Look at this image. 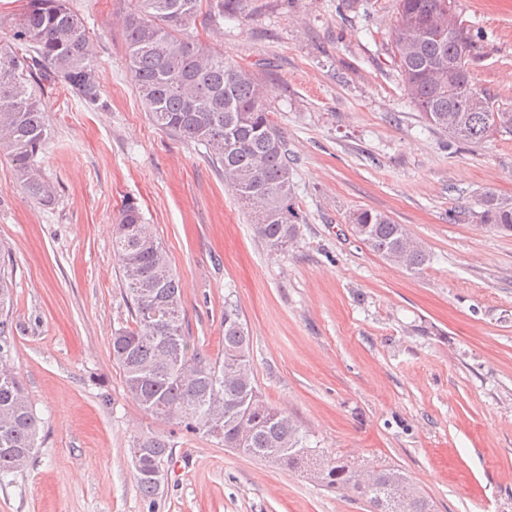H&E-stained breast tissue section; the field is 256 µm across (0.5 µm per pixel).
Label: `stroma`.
<instances>
[{
    "instance_id": "obj_1",
    "label": "stroma",
    "mask_w": 512,
    "mask_h": 512,
    "mask_svg": "<svg viewBox=\"0 0 512 512\" xmlns=\"http://www.w3.org/2000/svg\"><path fill=\"white\" fill-rule=\"evenodd\" d=\"M94 48L97 105L43 87L44 206L0 153V268L13 281L11 363L41 419L0 512H369L367 503L145 415L112 360L129 324L112 226L134 199L183 291V330L214 355L242 315L258 388L318 447L403 471L434 512H512V233L453 220L512 199V133L448 145L407 101L390 48L395 0H242L189 31L269 87L294 158L298 238L273 253L203 146L150 119L125 59L131 0H69ZM485 30L477 89L512 112V0H457ZM386 213L432 259L413 274L370 251L351 213ZM172 444L142 496L134 438Z\"/></svg>"
}]
</instances>
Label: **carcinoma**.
Instances as JSON below:
<instances>
[{
	"label": "carcinoma",
	"instance_id": "carcinoma-1",
	"mask_svg": "<svg viewBox=\"0 0 512 512\" xmlns=\"http://www.w3.org/2000/svg\"><path fill=\"white\" fill-rule=\"evenodd\" d=\"M393 57L411 105L428 125L448 134V145L478 144L512 132V112L494 107L471 83L476 38L460 14L448 24V0H396ZM201 0H135L125 17L129 73L152 121L172 136L201 144L243 205L259 235L276 251L298 237L293 165L283 132L265 104L267 85L249 69L230 64L188 34ZM460 80L448 86V64ZM61 85L90 105L100 101L92 51L83 22L68 0H26L12 42L0 44V152L21 186L43 205L56 188L36 163L51 133L37 88ZM467 216L512 231V201L483 194ZM353 231L374 253L411 272L430 262L424 245L388 215L358 210ZM134 326L112 336V359L129 397L145 413L188 433H204L240 454L280 463L313 476L322 486L349 488L370 512H394L408 480L383 462L367 467L373 485L354 487L355 465L311 446L308 434L259 391L250 338L239 310L224 306L222 349L214 356L191 346L183 332L181 288L162 243L139 207L125 202L112 228ZM12 283L0 272V475L20 471L36 450L39 419L22 381L7 364L13 322ZM163 436H144L132 448L141 494L160 486L154 474L169 454Z\"/></svg>",
	"mask_w": 512,
	"mask_h": 512
}]
</instances>
